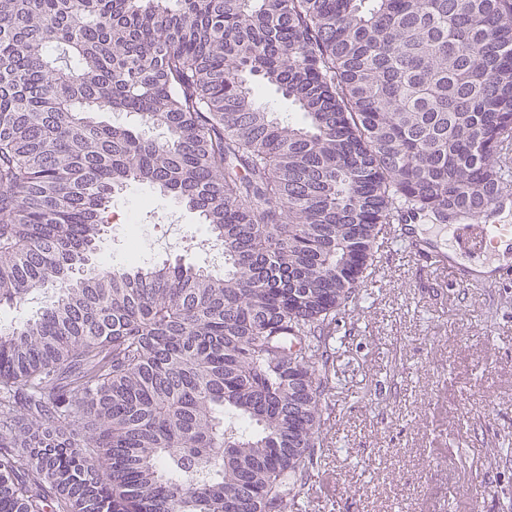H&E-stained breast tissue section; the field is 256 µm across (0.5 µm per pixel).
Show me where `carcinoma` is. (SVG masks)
<instances>
[{"label": "carcinoma", "instance_id": "1", "mask_svg": "<svg viewBox=\"0 0 512 512\" xmlns=\"http://www.w3.org/2000/svg\"><path fill=\"white\" fill-rule=\"evenodd\" d=\"M511 144L512 0H0V512H287L393 225L489 217ZM132 183L224 275L73 277ZM255 84L261 88L260 103L269 111L277 112L281 116L299 117L297 108L288 99L284 98L281 93L275 91L273 87L265 85L262 81L256 80Z\"/></svg>", "mask_w": 512, "mask_h": 512}]
</instances>
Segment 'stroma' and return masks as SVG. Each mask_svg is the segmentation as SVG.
I'll return each instance as SVG.
<instances>
[{"label":"stroma","mask_w":512,"mask_h":512,"mask_svg":"<svg viewBox=\"0 0 512 512\" xmlns=\"http://www.w3.org/2000/svg\"><path fill=\"white\" fill-rule=\"evenodd\" d=\"M171 211L188 235L208 234L148 186L115 190L95 264L128 266L135 232L144 264L203 266L188 244L157 249ZM332 368L306 512H512V453L499 452L512 441V265L476 289L424 254L383 251L361 309L340 323Z\"/></svg>","instance_id":"obj_1"}]
</instances>
